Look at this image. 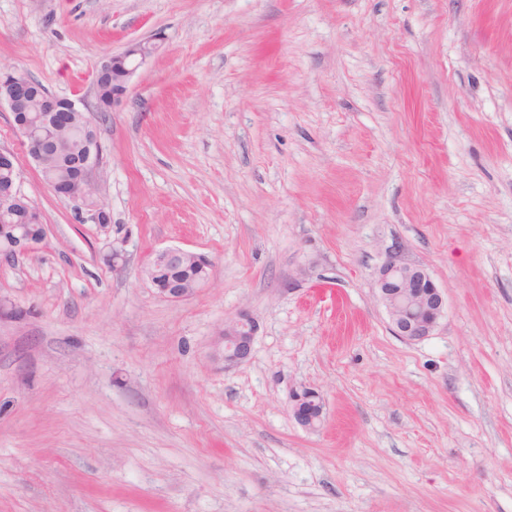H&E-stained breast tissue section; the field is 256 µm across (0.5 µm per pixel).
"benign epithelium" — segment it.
Masks as SVG:
<instances>
[{
    "label": "benign epithelium",
    "mask_w": 512,
    "mask_h": 512,
    "mask_svg": "<svg viewBox=\"0 0 512 512\" xmlns=\"http://www.w3.org/2000/svg\"><path fill=\"white\" fill-rule=\"evenodd\" d=\"M130 55L116 54L104 58L98 71L121 70L123 81L112 94V107L123 103L128 84L138 65H131ZM60 99L47 94L30 77L0 67V105L7 106L11 124L28 155L37 163L57 151L54 131L74 122L73 113H83L74 101L65 110ZM82 134L89 142L81 162L78 185L65 191L50 182L49 188L72 206L84 223L106 224L107 211L103 187L96 172L100 166L102 147L92 119L82 117ZM22 213L28 219L41 221V212L21 189V172L16 153L0 147V258H12L39 244L27 224H10L8 219ZM212 262L203 254L181 247H168L155 252L143 273L158 292L172 302L184 301L199 288L212 281ZM378 296L387 310L391 330L409 341L419 342L433 334L447 311V294L437 286L423 268L388 257L379 269ZM258 327L253 317L241 311L224 323L221 357L224 367H236L250 361ZM325 403L321 394L301 386L290 393V412L295 421L308 430L317 429L324 420Z\"/></svg>",
    "instance_id": "7a95c632"
}]
</instances>
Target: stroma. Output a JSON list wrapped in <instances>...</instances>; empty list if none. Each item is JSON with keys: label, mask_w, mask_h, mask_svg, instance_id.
<instances>
[{"label": "stroma", "mask_w": 512, "mask_h": 512, "mask_svg": "<svg viewBox=\"0 0 512 512\" xmlns=\"http://www.w3.org/2000/svg\"><path fill=\"white\" fill-rule=\"evenodd\" d=\"M140 40L95 116L107 226L0 108L46 226L0 260V512H512V0H0V65L90 110ZM169 246L213 263L181 302L143 275ZM393 253L448 295L419 342ZM147 42H134L129 46V51H134V54H116L109 57H105L98 69L97 73L106 71L112 67V73L107 76L105 79H98L96 74L95 79V87H96V100H97V112H109L107 111V106L110 104L112 100V111L120 106L123 103L124 95L127 90L128 84L131 82L134 77L136 70L142 64H144L149 57H151L158 46L150 47L147 43L144 51H137V44H146ZM138 55L140 56L139 62L132 66L128 61L130 57ZM120 69L122 71L123 81L120 83L119 89L116 90L115 93L112 91V74L115 70ZM377 285L391 330L409 342L431 336L447 311V294L429 273L395 256L381 265ZM257 331L255 320L245 311L239 312L233 320L225 322L221 338V357L224 359L225 368L240 366L250 361ZM324 410V399L315 389L300 386L290 393V412L301 427L317 429L324 420Z\"/></svg>", "instance_id": "stroma-1"}]
</instances>
